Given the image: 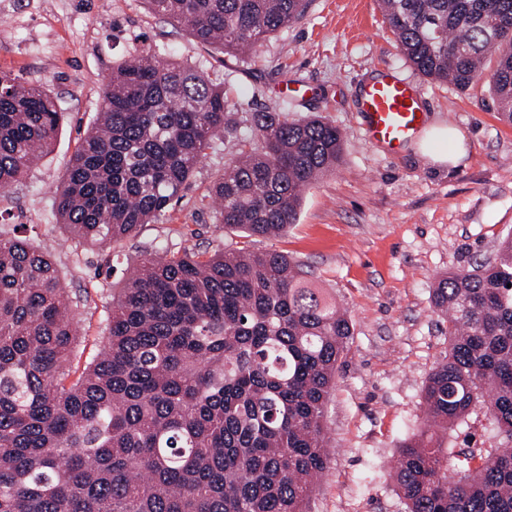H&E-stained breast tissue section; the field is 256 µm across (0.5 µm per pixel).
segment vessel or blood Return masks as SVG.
I'll return each instance as SVG.
<instances>
[{"mask_svg": "<svg viewBox=\"0 0 512 512\" xmlns=\"http://www.w3.org/2000/svg\"><path fill=\"white\" fill-rule=\"evenodd\" d=\"M368 142L395 150L411 141L426 117L415 86L394 74H382L356 94Z\"/></svg>", "mask_w": 512, "mask_h": 512, "instance_id": "obj_1", "label": "vessel or blood"}]
</instances>
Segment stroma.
<instances>
[{
  "label": "stroma",
  "instance_id": "stroma-1",
  "mask_svg": "<svg viewBox=\"0 0 512 512\" xmlns=\"http://www.w3.org/2000/svg\"><path fill=\"white\" fill-rule=\"evenodd\" d=\"M148 50L201 67L223 86L230 124L157 223L106 246L58 224L53 191L101 109L115 64ZM0 71L47 88L63 120L53 146L0 191V223L23 224L56 261L77 302L78 355L69 382L101 352L105 319L139 259L164 253L277 251L347 309L353 336L325 407L329 465L309 512H404L394 466L422 426L423 388L448 352L432 304L438 280L491 256L512 234V124L487 83L466 90L423 76L402 54L376 0H311L306 14L250 57H230L153 13L145 0H0ZM417 89L428 122L458 129L467 156L433 163V144L397 151L369 143L355 96L371 74ZM318 115L343 136L335 172L302 194L295 224L275 238L219 222L212 185L224 165L258 148L254 113Z\"/></svg>",
  "mask_w": 512,
  "mask_h": 512
}]
</instances>
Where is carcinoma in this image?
Masks as SVG:
<instances>
[{"label":"carcinoma","instance_id":"obj_1","mask_svg":"<svg viewBox=\"0 0 512 512\" xmlns=\"http://www.w3.org/2000/svg\"><path fill=\"white\" fill-rule=\"evenodd\" d=\"M238 56L300 19L309 0H145ZM405 57L460 90L485 80L512 123V0H378ZM496 66L483 68L490 50ZM224 87L187 63L140 55L112 68L95 126L53 191L57 223L104 246L151 224L224 133ZM51 93L0 71V187L51 151ZM258 151L213 185L220 221L274 237L303 189L336 170L339 129L254 113ZM512 235L448 272L433 304L448 355L429 373L426 425L469 427L476 408L512 438ZM72 298L52 258L0 229V512H307L328 465L323 418L351 319L279 252L144 258L106 318L105 345L73 384ZM422 430L395 466L405 512H512V448Z\"/></svg>","mask_w":512,"mask_h":512}]
</instances>
